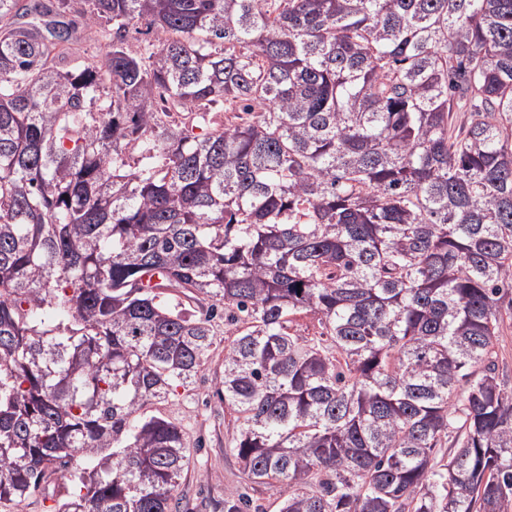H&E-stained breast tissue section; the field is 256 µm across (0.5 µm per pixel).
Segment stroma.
I'll return each mask as SVG.
<instances>
[{"mask_svg":"<svg viewBox=\"0 0 512 512\" xmlns=\"http://www.w3.org/2000/svg\"><path fill=\"white\" fill-rule=\"evenodd\" d=\"M215 343L205 365L189 388H180L168 400L150 407V414L179 425L190 444L189 466L180 487L184 512H213V501L228 493H247L263 512H278L282 490L278 484L253 485L243 475L228 446L234 433L233 417L224 409V347L231 338L223 320L214 323Z\"/></svg>","mask_w":512,"mask_h":512,"instance_id":"stroma-1","label":"stroma"}]
</instances>
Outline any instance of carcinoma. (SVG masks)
<instances>
[{
    "label": "carcinoma",
    "instance_id": "cac0c4a2",
    "mask_svg": "<svg viewBox=\"0 0 512 512\" xmlns=\"http://www.w3.org/2000/svg\"><path fill=\"white\" fill-rule=\"evenodd\" d=\"M506 305L512 0H0V501L179 512L222 311L280 512H503ZM94 30H92V37H86L81 42L71 46L70 54L72 58H78L81 62H91L99 59V57L105 52L104 41L97 40L99 37L95 36ZM495 351L499 375H503L508 380V391H510L512 385V324L510 319L506 321V328H504L503 336L499 338Z\"/></svg>",
    "mask_w": 512,
    "mask_h": 512
}]
</instances>
